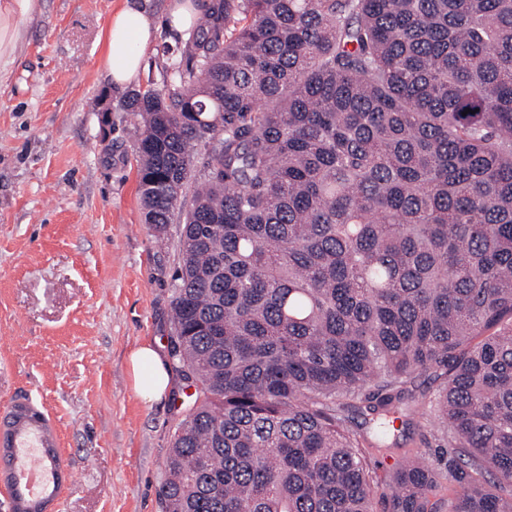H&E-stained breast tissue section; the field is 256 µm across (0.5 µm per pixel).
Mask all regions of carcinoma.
I'll return each mask as SVG.
<instances>
[{
    "label": "carcinoma",
    "mask_w": 512,
    "mask_h": 512,
    "mask_svg": "<svg viewBox=\"0 0 512 512\" xmlns=\"http://www.w3.org/2000/svg\"><path fill=\"white\" fill-rule=\"evenodd\" d=\"M166 72L123 104L145 222L184 214L163 512H373L348 413L384 445L417 371L448 512H512V0H210Z\"/></svg>",
    "instance_id": "carcinoma-1"
}]
</instances>
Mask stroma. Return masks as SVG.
Wrapping results in <instances>:
<instances>
[{
  "instance_id": "stroma-1",
  "label": "stroma",
  "mask_w": 512,
  "mask_h": 512,
  "mask_svg": "<svg viewBox=\"0 0 512 512\" xmlns=\"http://www.w3.org/2000/svg\"><path fill=\"white\" fill-rule=\"evenodd\" d=\"M123 0H42L0 80V422L27 405L57 431L59 486L47 512H161L173 434L194 390L170 369L164 399L143 404L127 355L171 349V300L182 218L145 223L134 144L100 64ZM184 37L160 28L134 86L166 91V58ZM371 449L374 512L392 474L420 454L450 502L445 441L431 418L399 419Z\"/></svg>"
}]
</instances>
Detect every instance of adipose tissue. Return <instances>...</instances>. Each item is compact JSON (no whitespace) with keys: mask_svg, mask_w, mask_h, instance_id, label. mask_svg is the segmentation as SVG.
Returning a JSON list of instances; mask_svg holds the SVG:
<instances>
[{"mask_svg":"<svg viewBox=\"0 0 512 512\" xmlns=\"http://www.w3.org/2000/svg\"><path fill=\"white\" fill-rule=\"evenodd\" d=\"M40 11V0H0V73L7 72L22 40L21 24ZM156 28L145 13L128 0L111 13L104 42L102 64L111 83L126 86L137 80L143 51L153 40ZM132 386L147 404L164 397L170 375L159 347L143 344L128 356Z\"/></svg>","mask_w":512,"mask_h":512,"instance_id":"obj_1","label":"adipose tissue"}]
</instances>
